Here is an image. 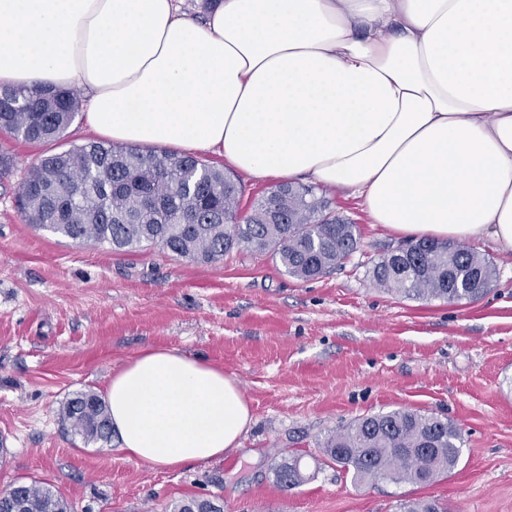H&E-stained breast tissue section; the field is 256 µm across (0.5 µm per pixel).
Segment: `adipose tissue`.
Returning a JSON list of instances; mask_svg holds the SVG:
<instances>
[{"label": "adipose tissue", "mask_w": 512, "mask_h": 512, "mask_svg": "<svg viewBox=\"0 0 512 512\" xmlns=\"http://www.w3.org/2000/svg\"><path fill=\"white\" fill-rule=\"evenodd\" d=\"M0 85L79 87L115 142L223 156L258 178L357 193L413 238L512 255V0H0ZM153 467L239 448L238 381L145 348L105 390Z\"/></svg>", "instance_id": "adipose-tissue-1"}]
</instances>
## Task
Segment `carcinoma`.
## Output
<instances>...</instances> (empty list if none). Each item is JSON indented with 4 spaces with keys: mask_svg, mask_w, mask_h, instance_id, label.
Wrapping results in <instances>:
<instances>
[{
    "mask_svg": "<svg viewBox=\"0 0 512 512\" xmlns=\"http://www.w3.org/2000/svg\"><path fill=\"white\" fill-rule=\"evenodd\" d=\"M82 107L75 88H0V133L37 143L63 138ZM241 187L224 170L190 154L110 141H90L43 158L27 171L15 205L29 224L75 243L106 245L115 253L158 245L190 262L216 265L245 249L269 254L290 277H322L358 248L357 225L335 214L326 191L281 183L247 211ZM496 277L492 262L454 241L406 240L374 262L375 285L409 299L475 300ZM62 422L86 442L107 444V404L92 390L62 407ZM464 446L453 421L397 408L364 416L330 434L324 454L356 484L410 481L428 485L448 476ZM284 491L300 486L302 459L285 456L273 469ZM21 512H70L61 493L38 481H18ZM173 512H221L190 499ZM396 512H447L435 500H401Z\"/></svg>",
    "mask_w": 512,
    "mask_h": 512,
    "instance_id": "cac0c4a2",
    "label": "carcinoma"
}]
</instances>
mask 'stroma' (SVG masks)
Returning <instances> with one entry per match:
<instances>
[{
  "mask_svg": "<svg viewBox=\"0 0 512 512\" xmlns=\"http://www.w3.org/2000/svg\"><path fill=\"white\" fill-rule=\"evenodd\" d=\"M94 137L82 116L58 141L0 133V150L15 160L0 180V489L40 481L74 512H169L191 497L222 512H395L403 499L512 512V256L475 243L497 275L473 301L379 290L372 262L400 237L334 188L327 195L357 224L360 245L309 281L267 255L235 251L210 266L156 247L115 254L27 224L14 203L27 170ZM147 347L203 358L239 380L252 412L240 448L169 470L64 429L67 397L103 392ZM401 407L459 425L458 467L427 486L354 485L321 442L356 418ZM292 453L307 480L284 491L272 469Z\"/></svg>",
  "mask_w": 512,
  "mask_h": 512,
  "instance_id": "obj_1",
  "label": "stroma"
}]
</instances>
